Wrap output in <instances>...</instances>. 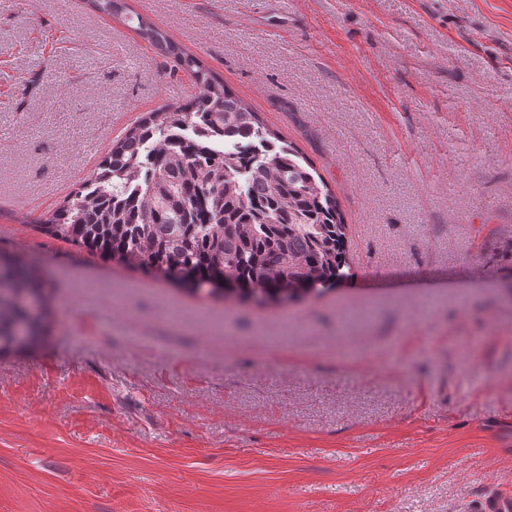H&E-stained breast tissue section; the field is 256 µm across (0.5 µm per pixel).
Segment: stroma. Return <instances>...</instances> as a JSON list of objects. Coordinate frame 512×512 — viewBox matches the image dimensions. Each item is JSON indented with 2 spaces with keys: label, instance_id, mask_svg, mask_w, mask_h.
Masks as SVG:
<instances>
[{
  "label": "stroma",
  "instance_id": "stroma-1",
  "mask_svg": "<svg viewBox=\"0 0 512 512\" xmlns=\"http://www.w3.org/2000/svg\"><path fill=\"white\" fill-rule=\"evenodd\" d=\"M0 0V254L52 289L0 356V512H467L512 491V0ZM199 58L313 162L353 278L191 296L41 217Z\"/></svg>",
  "mask_w": 512,
  "mask_h": 512
}]
</instances>
